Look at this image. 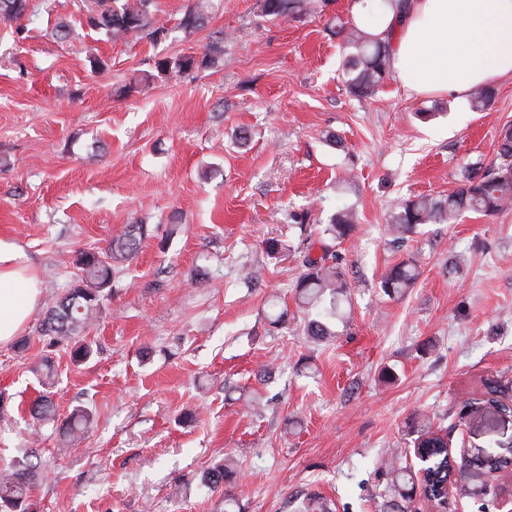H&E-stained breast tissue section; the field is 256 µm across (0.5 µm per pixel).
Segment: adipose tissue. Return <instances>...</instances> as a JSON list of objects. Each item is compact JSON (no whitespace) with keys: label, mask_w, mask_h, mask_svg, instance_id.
Instances as JSON below:
<instances>
[{"label":"adipose tissue","mask_w":512,"mask_h":512,"mask_svg":"<svg viewBox=\"0 0 512 512\" xmlns=\"http://www.w3.org/2000/svg\"><path fill=\"white\" fill-rule=\"evenodd\" d=\"M391 67L417 96L467 97L477 85L512 81V0H407L387 10ZM41 280L21 249L0 242V346L26 327Z\"/></svg>","instance_id":"ef3b65f1"}]
</instances>
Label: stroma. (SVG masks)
<instances>
[{"mask_svg": "<svg viewBox=\"0 0 512 512\" xmlns=\"http://www.w3.org/2000/svg\"><path fill=\"white\" fill-rule=\"evenodd\" d=\"M191 2L157 0L167 33L135 44L88 28L96 0H29L21 21L0 18V240L21 248L47 299L73 283L80 252L148 227L82 335L87 362L41 334L42 305L28 349L0 347V468L38 449L40 512H224L223 489L200 477L226 459L244 512H293L304 493L329 512H380L386 451L417 465L416 413L450 428L454 448L512 455L511 415L457 422L489 382L512 385V209L426 224L400 246L386 223L407 198L446 194L467 163L493 160L512 83L481 111L395 78L358 99L334 34L351 0H315L288 23L258 0H211L187 35L177 22ZM61 21L73 33L59 42ZM218 31V62L155 76V60L202 56ZM346 205L359 218L336 246L350 320L317 342L293 288L303 254L321 253L320 225ZM409 257L414 287L380 295L383 271ZM272 299L288 306L279 329ZM44 359L58 417L94 415L77 446L27 412Z\"/></svg>", "mask_w": 512, "mask_h": 512, "instance_id": "stroma-1", "label": "stroma"}]
</instances>
